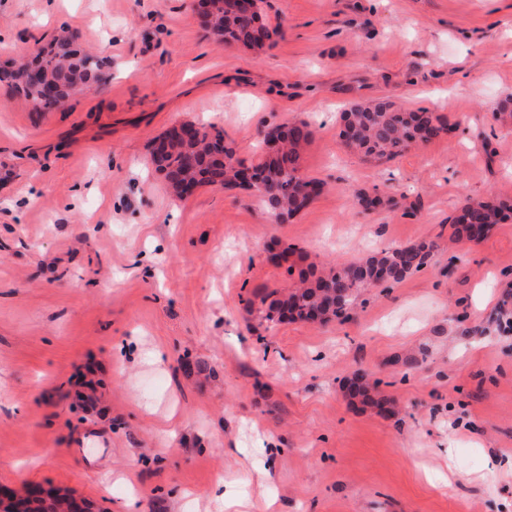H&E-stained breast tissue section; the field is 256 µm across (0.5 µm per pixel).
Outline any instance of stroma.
Here are the masks:
<instances>
[{
    "label": "stroma",
    "mask_w": 512,
    "mask_h": 512,
    "mask_svg": "<svg viewBox=\"0 0 512 512\" xmlns=\"http://www.w3.org/2000/svg\"><path fill=\"white\" fill-rule=\"evenodd\" d=\"M262 16L284 36L253 52L213 37L195 0H0V66L66 33L112 61L52 112L0 84V487L96 512H219V493L277 512H512V219L450 241L466 199L512 201V125L493 118L512 98V0H264ZM377 99L448 131L366 162L340 114ZM299 121L322 191L282 224L249 189L176 196L151 163L178 122L223 129L254 163L261 129ZM361 192L381 205L362 211ZM420 241L427 265L345 322L246 309L289 269ZM358 370L392 413L348 396Z\"/></svg>",
    "instance_id": "35a3bbf8"
}]
</instances>
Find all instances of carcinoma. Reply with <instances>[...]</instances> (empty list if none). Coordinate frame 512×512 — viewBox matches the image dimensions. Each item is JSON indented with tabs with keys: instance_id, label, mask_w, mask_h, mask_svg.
Wrapping results in <instances>:
<instances>
[{
	"instance_id": "obj_1",
	"label": "carcinoma",
	"mask_w": 512,
	"mask_h": 512,
	"mask_svg": "<svg viewBox=\"0 0 512 512\" xmlns=\"http://www.w3.org/2000/svg\"><path fill=\"white\" fill-rule=\"evenodd\" d=\"M262 0H254L249 9H235L228 0H211L209 30L219 33L226 44L262 51L283 36V30L262 20ZM41 79H26L27 65L0 73V80L23 94L42 111L61 107L73 97L89 91L102 81L110 62L75 46L71 35H60L37 60ZM340 131L345 145L369 161L394 159L409 149L422 146L448 126L442 117L426 109L407 110L394 102H353L342 113ZM312 136L305 122L288 126V136L276 147L267 145L266 156L249 165L236 157L234 147L224 140V132L215 126H197L188 139H168L165 148H153L151 163L163 175L173 192L182 197L185 189L202 185L252 189L283 223L308 206L322 185L301 175L302 152ZM512 214V204L502 201L467 200L454 217L452 237L457 241L479 242L497 224ZM433 244L421 242L370 254L357 262L318 270L312 266L298 271V284L282 296L256 294L247 300L251 310L255 301L267 306L266 319L272 322L300 321L327 323L349 318L359 297L367 288H379L403 281L427 264ZM376 384L365 372L349 378L347 391L363 403L389 411L393 400L376 398Z\"/></svg>"
}]
</instances>
